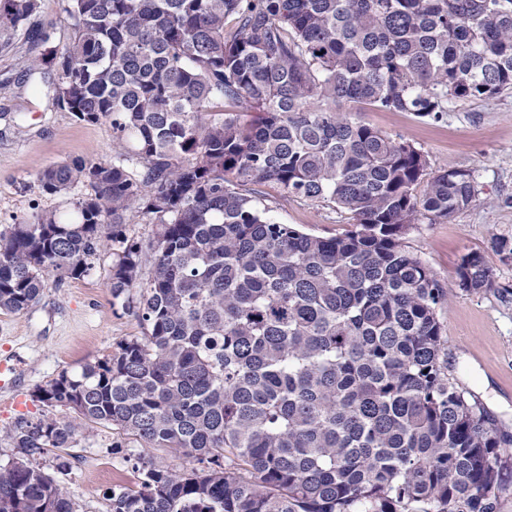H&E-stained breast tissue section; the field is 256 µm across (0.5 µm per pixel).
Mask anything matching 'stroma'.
<instances>
[{
	"label": "stroma",
	"instance_id": "obj_1",
	"mask_svg": "<svg viewBox=\"0 0 512 512\" xmlns=\"http://www.w3.org/2000/svg\"><path fill=\"white\" fill-rule=\"evenodd\" d=\"M39 54L24 40L0 52V224H15L32 214L64 207L65 199L47 194L38 181L48 166L62 160H110L116 150L107 124L77 121L52 99L48 65L33 66ZM361 120L390 137L409 139L428 163V174L451 169L474 171L481 194L450 222L421 220L406 242L441 282L453 281L461 256L482 252L496 281L512 288V264L492 251V235L512 236V91L486 99H453L444 118L433 122L410 112L374 109ZM259 206L303 232L340 236L346 215L322 203H305L270 185L259 188ZM112 252L93 260L90 276L50 277L40 300L27 311H0V461L18 457L4 433L18 420L72 413L37 399V389L61 372L111 355L117 344L140 335L133 315L114 305L107 287ZM439 319L448 339V374L479 399L498 427L512 434V300L493 292L454 293ZM135 439L101 424L86 425L74 448L71 469L55 468L54 451L39 456L47 473L67 488L81 512H106L109 491L137 487Z\"/></svg>",
	"mask_w": 512,
	"mask_h": 512
}]
</instances>
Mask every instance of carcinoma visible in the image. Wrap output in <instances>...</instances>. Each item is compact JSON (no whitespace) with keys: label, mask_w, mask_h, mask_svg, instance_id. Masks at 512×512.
Here are the masks:
<instances>
[{"label":"carcinoma","mask_w":512,"mask_h":512,"mask_svg":"<svg viewBox=\"0 0 512 512\" xmlns=\"http://www.w3.org/2000/svg\"><path fill=\"white\" fill-rule=\"evenodd\" d=\"M49 48L56 104L112 127L110 161L39 176L69 205L0 227V310L48 277L82 278L112 248L107 287L142 335L38 398L72 419L19 420L0 512H77L34 463L89 422L186 465L138 457L108 512H498L512 435L448 375L449 288L408 249L480 189L427 177L423 152L344 103L438 121L451 99L512 89V0H68ZM40 0H0V49L46 44ZM349 215L341 236L260 208L254 185ZM421 193H415L418 185ZM155 225L143 245L123 226ZM491 248L512 261V237ZM454 286L507 300L480 252Z\"/></svg>","instance_id":"cac0c4a2"}]
</instances>
